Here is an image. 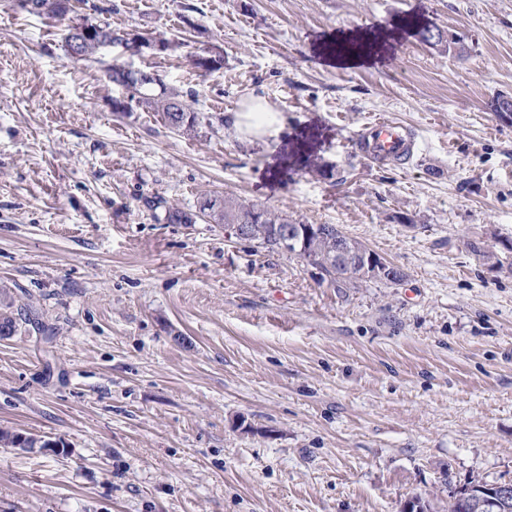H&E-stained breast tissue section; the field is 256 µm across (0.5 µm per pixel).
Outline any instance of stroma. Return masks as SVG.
I'll use <instances>...</instances> for the list:
<instances>
[{"label": "stroma", "instance_id": "obj_1", "mask_svg": "<svg viewBox=\"0 0 512 512\" xmlns=\"http://www.w3.org/2000/svg\"><path fill=\"white\" fill-rule=\"evenodd\" d=\"M167 51L66 52L83 20ZM453 35L422 42L420 29ZM366 32L367 64L325 62ZM220 51L216 72L196 56ZM155 74L185 133L112 84ZM281 117L251 142L250 97ZM512 0H0V512H399L512 481ZM128 103L117 112L114 101ZM411 126L402 166L351 135ZM230 195L334 224L404 274L346 293L198 215ZM195 214L167 223L166 208ZM29 2H22L25 7H28L30 2L34 4V8L29 9V12L45 15L49 18H59L69 14L70 2L73 0H28ZM260 98L243 105L239 112H233L231 121L234 127L251 141H263L274 136L280 128L277 112Z\"/></svg>", "mask_w": 512, "mask_h": 512}]
</instances>
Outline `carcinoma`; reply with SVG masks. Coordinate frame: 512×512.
<instances>
[{"label":"carcinoma","instance_id":"carcinoma-1","mask_svg":"<svg viewBox=\"0 0 512 512\" xmlns=\"http://www.w3.org/2000/svg\"><path fill=\"white\" fill-rule=\"evenodd\" d=\"M34 4L31 12L49 18H62L69 13L71 0H30ZM88 34L83 38L79 59L90 60L108 48L122 44L123 32L114 30L110 24L83 21ZM195 67L205 71L219 70L224 65L223 56L211 53L194 62ZM113 84L132 93V97L154 107L164 115L167 124L178 131H193L198 125V113L178 100V95L161 90L149 94L150 85L136 78V72L123 66L114 65L109 70ZM200 212L208 213L217 224H247L248 232L244 241H257L259 244L294 256L303 265L311 268L313 276L319 282L328 283L337 291L352 288L359 281H379L385 284H399L404 274L391 278L381 277L363 271L364 254L367 248L360 242L345 236L334 224H304L286 217L269 214L254 205H246L230 196L207 197L201 202ZM303 228V232L294 237V242L284 245L285 227ZM445 512H484L480 500L471 498L460 501L455 493L448 494Z\"/></svg>","mask_w":512,"mask_h":512}]
</instances>
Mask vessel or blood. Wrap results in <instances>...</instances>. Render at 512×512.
<instances>
[{
	"instance_id": "b4317fda",
	"label": "vessel or blood",
	"mask_w": 512,
	"mask_h": 512,
	"mask_svg": "<svg viewBox=\"0 0 512 512\" xmlns=\"http://www.w3.org/2000/svg\"><path fill=\"white\" fill-rule=\"evenodd\" d=\"M364 157L378 164H404L412 155L413 140L408 127L393 117L366 122L354 139Z\"/></svg>"
}]
</instances>
